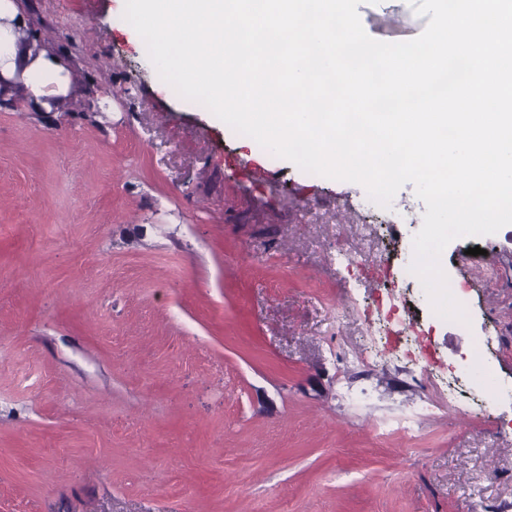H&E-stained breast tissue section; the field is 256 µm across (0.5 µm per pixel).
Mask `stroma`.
<instances>
[{
	"label": "stroma",
	"mask_w": 512,
	"mask_h": 512,
	"mask_svg": "<svg viewBox=\"0 0 512 512\" xmlns=\"http://www.w3.org/2000/svg\"><path fill=\"white\" fill-rule=\"evenodd\" d=\"M21 5L72 89L0 107V512H512V225L448 244L470 323H430L398 283L413 184L388 224L262 151L171 92L125 0ZM358 12L383 42L429 22ZM336 242L384 260L328 264ZM476 336L492 403L453 379Z\"/></svg>",
	"instance_id": "stroma-1"
}]
</instances>
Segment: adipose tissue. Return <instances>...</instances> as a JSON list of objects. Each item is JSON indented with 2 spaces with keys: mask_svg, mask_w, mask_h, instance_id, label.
I'll return each instance as SVG.
<instances>
[{
  "mask_svg": "<svg viewBox=\"0 0 512 512\" xmlns=\"http://www.w3.org/2000/svg\"><path fill=\"white\" fill-rule=\"evenodd\" d=\"M0 80L5 96L24 97L35 111L64 103L70 91L62 59L39 47L17 0H0Z\"/></svg>",
  "mask_w": 512,
  "mask_h": 512,
  "instance_id": "ef3b65f1",
  "label": "adipose tissue"
}]
</instances>
